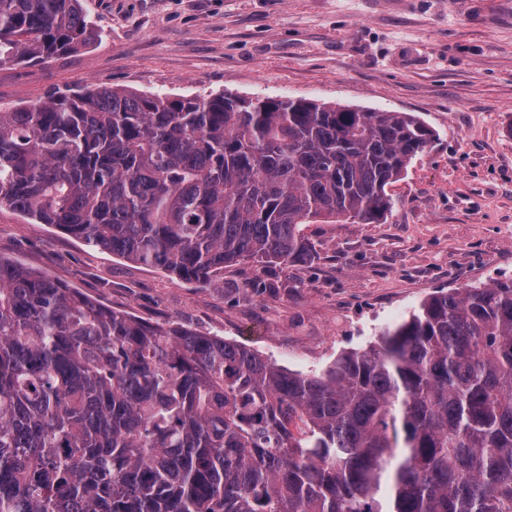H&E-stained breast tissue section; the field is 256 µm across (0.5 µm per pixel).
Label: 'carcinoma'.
Segmentation results:
<instances>
[{"label": "carcinoma", "instance_id": "1", "mask_svg": "<svg viewBox=\"0 0 512 512\" xmlns=\"http://www.w3.org/2000/svg\"><path fill=\"white\" fill-rule=\"evenodd\" d=\"M82 0H0V64L92 47ZM412 112L87 86L0 111V207L179 279L379 224ZM0 512H512V277L287 370L0 256Z\"/></svg>", "mask_w": 512, "mask_h": 512}]
</instances>
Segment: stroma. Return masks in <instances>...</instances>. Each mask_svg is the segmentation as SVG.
<instances>
[{
    "label": "stroma",
    "instance_id": "1",
    "mask_svg": "<svg viewBox=\"0 0 512 512\" xmlns=\"http://www.w3.org/2000/svg\"><path fill=\"white\" fill-rule=\"evenodd\" d=\"M94 47L0 64V108L89 85L413 112L438 134L381 224L301 227L311 262L188 283L0 208V256L150 322L308 372L437 290L512 276V0H83Z\"/></svg>",
    "mask_w": 512,
    "mask_h": 512
}]
</instances>
